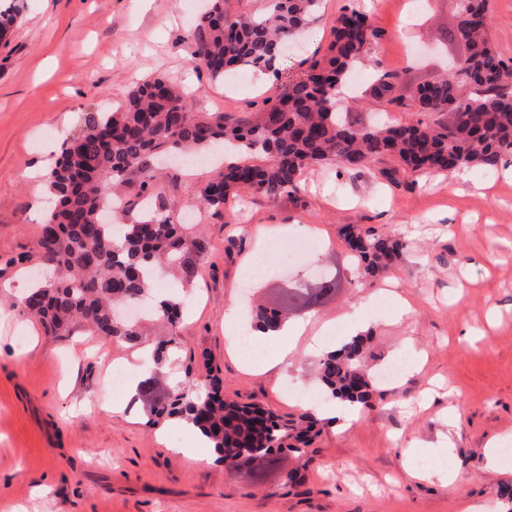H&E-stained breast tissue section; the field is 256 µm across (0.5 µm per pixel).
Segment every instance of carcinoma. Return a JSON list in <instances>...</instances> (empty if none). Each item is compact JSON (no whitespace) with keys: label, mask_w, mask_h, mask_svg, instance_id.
Instances as JSON below:
<instances>
[{"label":"carcinoma","mask_w":512,"mask_h":512,"mask_svg":"<svg viewBox=\"0 0 512 512\" xmlns=\"http://www.w3.org/2000/svg\"><path fill=\"white\" fill-rule=\"evenodd\" d=\"M191 36L190 63L212 81H229L238 71H262L279 63L288 44L319 18L322 0H272L262 15H232L224 0H208ZM491 0H458L450 37L465 52L448 73L418 85L411 97L399 93L402 73L384 71L372 62L373 79L362 98L372 104L406 105L440 116L430 123L366 121L337 109V90L352 68L365 61L368 44L380 37L369 14L352 4L336 16L326 55L293 82L288 93L251 118L224 112H195L185 92L165 77L148 79L116 109L89 115L85 129L65 140L50 173L56 198L41 224L38 248L8 258L5 267H45L52 277L32 278L18 299L25 313L44 330L70 336L87 330L97 336L142 340L141 326L117 316L116 309L145 301L153 292L156 272L163 270L181 285L193 283L205 252V241L181 224L155 186L162 156L179 160L222 148L257 151L262 165L227 162L199 191L207 210L220 213L229 195L253 188L274 201L294 193L306 171L329 161L357 173L382 161L392 183L399 172L443 173L463 167L498 170L512 154V57L486 38ZM18 9L0 10V41L17 22ZM122 186L137 187L136 197L155 202L152 215L121 224L103 220L107 200ZM343 236L364 276L377 278L399 260L405 244L374 227L348 224ZM338 286L328 274L318 287L288 293L279 308L261 311L252 328L274 332L293 312L322 302ZM154 310L175 326L180 303L163 299ZM371 334L340 342L318 364L321 393L363 414L383 396L376 377L366 369ZM201 382L186 375L184 389L168 394L154 408L158 417L191 424L226 465L264 457L286 448L296 457L309 454L319 419L308 411L282 420L263 409L219 394L220 386L198 391Z\"/></svg>","instance_id":"carcinoma-1"}]
</instances>
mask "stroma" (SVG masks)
I'll use <instances>...</instances> for the list:
<instances>
[{
    "mask_svg": "<svg viewBox=\"0 0 512 512\" xmlns=\"http://www.w3.org/2000/svg\"><path fill=\"white\" fill-rule=\"evenodd\" d=\"M349 0H323L320 18L296 39L278 72L248 71L233 83L192 70L187 38L198 11L189 0H0L20 20L0 42V261L35 250L44 215L30 194L28 171L84 126L87 113L119 106L139 81L184 82L197 112L251 115L282 96L323 56L335 19ZM381 38L368 59L406 72L409 87L445 74L462 45L449 32L458 0H358ZM380 164L357 176L329 163L305 174L297 193L269 201L244 187L221 214L201 209L198 192L213 172L194 166L162 183L170 210L198 226L207 250L195 281L179 288V328L156 321L148 345L171 342L173 368L198 380L215 376L224 396L256 403L281 417L300 412L270 376L245 370L226 346L224 311L271 305L284 276L309 277L316 264L335 267L336 293L312 311L320 322L354 313L365 319L379 361L399 358L406 340L424 354L410 376L385 386L373 409L349 425L325 427L306 464L294 459L225 467L176 453L192 443L170 421H136L97 406L113 364L134 347L77 333L20 341L29 319L16 294L0 291V512H467L483 505L506 512L500 493L512 463L484 465L491 440L512 447V180L470 170L456 191L449 176L404 174L401 186ZM320 228L318 252L292 258L258 251L257 232L293 246L304 225ZM364 224L401 238L402 260L380 281L360 275L342 228ZM260 253L263 277L243 272ZM481 266H469L471 255ZM390 291L412 311L398 320L367 306ZM457 408V480L415 477L432 463L426 447ZM298 469V482L286 473ZM41 497H34L35 488Z\"/></svg>",
    "mask_w": 512,
    "mask_h": 512,
    "instance_id": "stroma-1",
    "label": "stroma"
}]
</instances>
